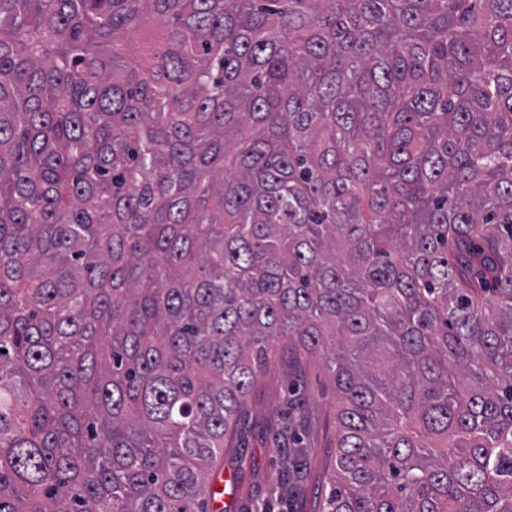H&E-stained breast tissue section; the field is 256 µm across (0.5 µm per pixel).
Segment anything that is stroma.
<instances>
[{"mask_svg": "<svg viewBox=\"0 0 512 512\" xmlns=\"http://www.w3.org/2000/svg\"><path fill=\"white\" fill-rule=\"evenodd\" d=\"M289 429L307 450L300 492L278 489V474L288 459L269 428ZM336 393L320 359L296 352L287 343L274 350L238 423V443L221 463L226 512H320L324 486L336 456Z\"/></svg>", "mask_w": 512, "mask_h": 512, "instance_id": "obj_1", "label": "stroma"}]
</instances>
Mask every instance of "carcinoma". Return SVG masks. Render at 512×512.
<instances>
[{"instance_id":"obj_1","label":"carcinoma","mask_w":512,"mask_h":512,"mask_svg":"<svg viewBox=\"0 0 512 512\" xmlns=\"http://www.w3.org/2000/svg\"><path fill=\"white\" fill-rule=\"evenodd\" d=\"M282 339L321 512H512V0H0V512H209Z\"/></svg>"}]
</instances>
